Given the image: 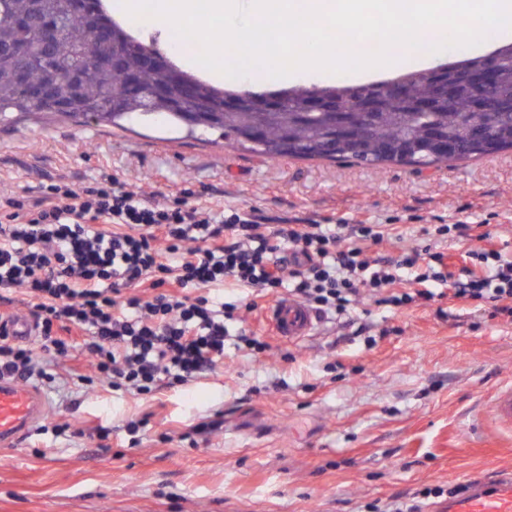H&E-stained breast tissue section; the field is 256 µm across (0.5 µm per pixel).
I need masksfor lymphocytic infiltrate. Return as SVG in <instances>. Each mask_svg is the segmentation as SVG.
I'll return each mask as SVG.
<instances>
[{"mask_svg": "<svg viewBox=\"0 0 512 512\" xmlns=\"http://www.w3.org/2000/svg\"><path fill=\"white\" fill-rule=\"evenodd\" d=\"M188 192L154 200L101 172L76 187L58 177L34 200L0 191V288L22 290L42 348L70 358L69 332L97 380L139 395L181 386L224 359L235 306L222 286L258 296L288 292L323 314L344 315L361 295L397 307L452 298L488 303L512 319V261L475 224H440L437 240L476 241L470 262L450 271L424 248L373 254L386 224H283L190 204ZM408 287H401V279ZM0 375L52 382L44 361L0 329Z\"/></svg>", "mask_w": 512, "mask_h": 512, "instance_id": "lymphocytic-infiltrate-1", "label": "lymphocytic infiltrate"}]
</instances>
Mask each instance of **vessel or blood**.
I'll list each match as a JSON object with an SVG mask.
<instances>
[{"label":"vessel or blood","instance_id":"vessel-or-blood-1","mask_svg":"<svg viewBox=\"0 0 512 512\" xmlns=\"http://www.w3.org/2000/svg\"><path fill=\"white\" fill-rule=\"evenodd\" d=\"M268 319L278 336L299 341L311 336L319 322L318 314L288 297L274 303ZM44 395L35 387L0 379V447L12 446L49 412ZM488 411L501 428L512 429V384L499 386ZM440 512H512V472L495 476L491 482L470 481L465 492L450 498Z\"/></svg>","mask_w":512,"mask_h":512}]
</instances>
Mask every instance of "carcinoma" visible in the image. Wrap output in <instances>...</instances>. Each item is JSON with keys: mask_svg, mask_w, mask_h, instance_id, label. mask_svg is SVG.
I'll return each mask as SVG.
<instances>
[{"mask_svg": "<svg viewBox=\"0 0 512 512\" xmlns=\"http://www.w3.org/2000/svg\"><path fill=\"white\" fill-rule=\"evenodd\" d=\"M33 0H0V46L13 41L28 43L34 61L28 67L29 86H41L51 73L41 65L44 57L61 73L55 79L56 96L68 106L58 113L64 118L91 117L114 126L133 115L155 116L183 124L186 114H196L194 128L220 132L224 138L270 158H351L368 165L400 163L401 149L409 154L408 164L426 168L448 160L434 151L437 137L459 148L457 157L484 156L512 148V43L496 50L499 58V97L494 112H473L470 93L462 85L468 72L480 68L478 56L422 72H408L397 81L405 92L393 97L383 90L385 82L364 85H313L263 94L241 91L217 93L198 77L172 65L143 66L141 61L161 57L152 44L134 38L112 20L102 0L90 11L87 0L70 9L68 0H39L46 26H55L59 36L45 43L34 31L21 30L13 21L26 16ZM95 15L112 30V40L102 41L91 30ZM74 69L81 75V88L72 92L62 77ZM459 84L451 101L438 102L432 112H414V103L434 96L435 83ZM287 100L284 110L261 112L257 103L268 98ZM311 98L325 106L322 112H305ZM240 103L245 111L226 112L224 103ZM16 112L38 118L48 114L27 94L16 78L13 60L0 54V121ZM485 128L495 138L484 141L477 133Z\"/></svg>", "mask_w": 512, "mask_h": 512, "instance_id": "carcinoma-1", "label": "carcinoma"}]
</instances>
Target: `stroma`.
<instances>
[{
    "instance_id": "35a3bbf8",
    "label": "stroma",
    "mask_w": 512,
    "mask_h": 512,
    "mask_svg": "<svg viewBox=\"0 0 512 512\" xmlns=\"http://www.w3.org/2000/svg\"><path fill=\"white\" fill-rule=\"evenodd\" d=\"M103 168L156 197L189 189L193 203L273 226L393 224L392 254L428 245L434 224H483L512 260V150L421 169L364 166L273 160L216 132L197 141L150 122H0V190L32 199L57 175L86 186ZM224 299L236 305L224 362L187 385L141 396L83 386L53 366L55 382L40 386L51 407L43 429L0 448V512H367L512 468V432L473 425L512 382V322L488 307L364 298L293 343L263 319L272 297L252 311L251 290L228 283ZM243 331L271 351L237 347ZM218 414L222 429L189 438ZM143 418L130 446L127 424ZM63 422L74 436L46 434Z\"/></svg>"
}]
</instances>
